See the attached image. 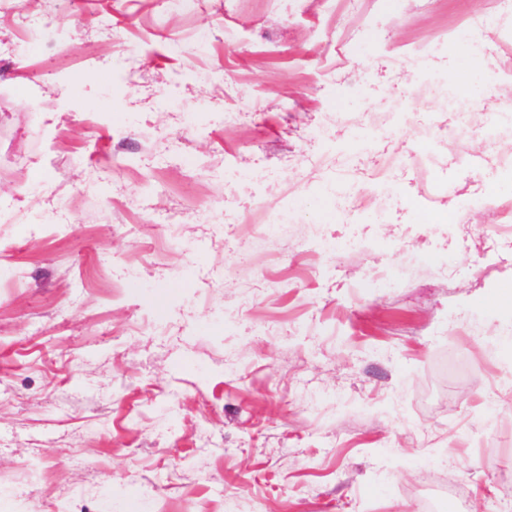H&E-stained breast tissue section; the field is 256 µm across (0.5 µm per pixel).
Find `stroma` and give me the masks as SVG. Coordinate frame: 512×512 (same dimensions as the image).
<instances>
[{
  "instance_id": "1",
  "label": "stroma",
  "mask_w": 512,
  "mask_h": 512,
  "mask_svg": "<svg viewBox=\"0 0 512 512\" xmlns=\"http://www.w3.org/2000/svg\"><path fill=\"white\" fill-rule=\"evenodd\" d=\"M510 42L512 0H0V512L512 502Z\"/></svg>"
}]
</instances>
